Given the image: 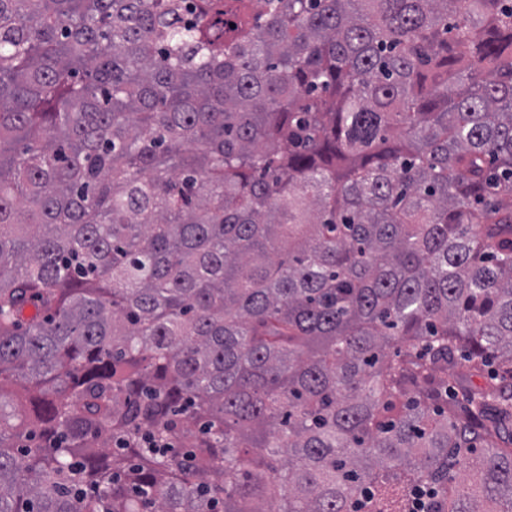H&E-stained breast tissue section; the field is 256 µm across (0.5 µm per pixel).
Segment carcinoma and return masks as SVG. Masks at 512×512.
<instances>
[{"label":"carcinoma","instance_id":"obj_1","mask_svg":"<svg viewBox=\"0 0 512 512\" xmlns=\"http://www.w3.org/2000/svg\"><path fill=\"white\" fill-rule=\"evenodd\" d=\"M264 2L0 0V512H512V0Z\"/></svg>","mask_w":512,"mask_h":512}]
</instances>
